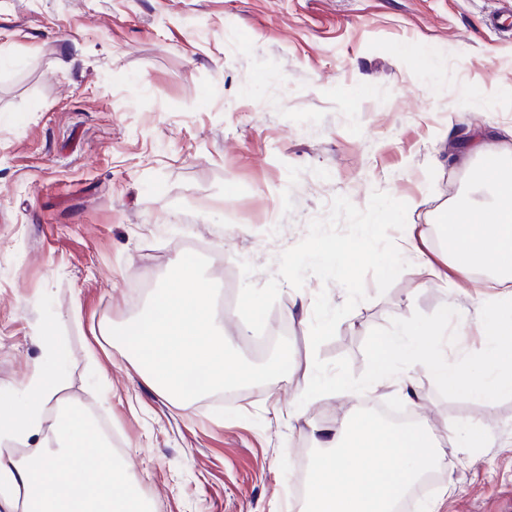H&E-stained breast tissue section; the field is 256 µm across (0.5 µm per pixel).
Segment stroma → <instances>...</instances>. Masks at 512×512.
<instances>
[{"instance_id": "stroma-1", "label": "stroma", "mask_w": 512, "mask_h": 512, "mask_svg": "<svg viewBox=\"0 0 512 512\" xmlns=\"http://www.w3.org/2000/svg\"><path fill=\"white\" fill-rule=\"evenodd\" d=\"M476 132L512 163V0H0V392L55 366L62 399L121 440L153 512H290L318 453L309 424L374 404L415 409L447 451L405 512L427 499L512 512V398L448 391L397 359L365 393L304 404L305 420L272 415L299 402L314 358L362 374L369 331L416 311L463 309L448 355L478 363L487 303L470 283L426 280L404 232L390 237L408 268L382 294L366 276V300L319 350L314 299L342 305L339 284H282L261 336L236 308L242 262L264 285L334 197L363 209L382 191L423 225L483 199L464 147ZM188 242L209 260L234 348L259 363L283 335L292 361L273 387L184 411L93 332L135 319ZM457 432L475 445L456 448Z\"/></svg>"}]
</instances>
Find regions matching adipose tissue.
<instances>
[{"label":"adipose tissue","instance_id":"ef3b65f1","mask_svg":"<svg viewBox=\"0 0 512 512\" xmlns=\"http://www.w3.org/2000/svg\"><path fill=\"white\" fill-rule=\"evenodd\" d=\"M482 179L496 191L489 207L463 199L446 223L431 230L413 224L408 230L410 246L425 242L432 231L443 244L442 264L424 262L423 274L468 280L482 271L486 287L496 289L504 304L498 316L482 321L485 357L479 370L463 373L438 342L412 340L403 331L376 341L375 365L385 369L395 357L417 361L444 388L511 398L512 166L483 171ZM60 391L58 374L39 366L22 398L0 399V512H149L127 466L80 410L63 406L52 427L44 428L42 412L59 402ZM311 436L324 454L313 461L304 512H394L445 454L426 428H397L370 415L313 428ZM33 438L38 446L31 452L11 451V443Z\"/></svg>","mask_w":512,"mask_h":512}]
</instances>
